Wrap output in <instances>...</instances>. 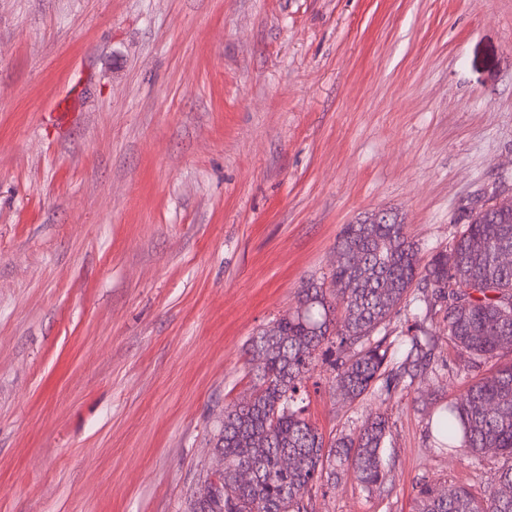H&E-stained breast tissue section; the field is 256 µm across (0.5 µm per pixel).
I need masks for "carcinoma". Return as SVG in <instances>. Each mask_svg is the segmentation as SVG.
I'll return each instance as SVG.
<instances>
[{
    "label": "carcinoma",
    "mask_w": 512,
    "mask_h": 512,
    "mask_svg": "<svg viewBox=\"0 0 512 512\" xmlns=\"http://www.w3.org/2000/svg\"><path fill=\"white\" fill-rule=\"evenodd\" d=\"M512 200L468 216L446 249L426 257L399 213L384 210L347 224L336 264L309 280L296 305L248 340L246 394L224 405L214 435L224 467L191 512H308L344 477L368 493H388L389 420L370 412L347 434L326 438L312 421L308 382L327 365L332 389L353 403L439 383L436 342L444 334L472 356L462 399L432 408L426 428L437 455L492 450L511 465L478 499L464 488L426 483L419 512H512ZM416 333L393 349L378 335L402 311Z\"/></svg>",
    "instance_id": "cac0c4a2"
}]
</instances>
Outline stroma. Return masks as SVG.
I'll list each match as a JSON object with an SVG mask.
<instances>
[{
    "mask_svg": "<svg viewBox=\"0 0 512 512\" xmlns=\"http://www.w3.org/2000/svg\"><path fill=\"white\" fill-rule=\"evenodd\" d=\"M504 199L512 0H0V512H190L249 337L343 225L399 210L428 255ZM368 407L311 397L330 437ZM421 408L381 406L391 496L311 512L484 497L503 458L436 456Z\"/></svg>",
    "mask_w": 512,
    "mask_h": 512,
    "instance_id": "1",
    "label": "stroma"
}]
</instances>
